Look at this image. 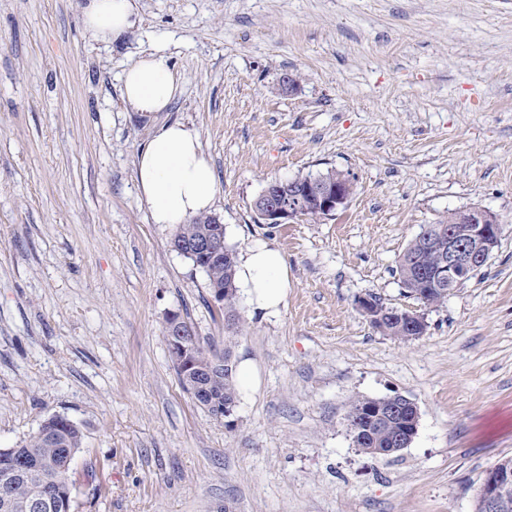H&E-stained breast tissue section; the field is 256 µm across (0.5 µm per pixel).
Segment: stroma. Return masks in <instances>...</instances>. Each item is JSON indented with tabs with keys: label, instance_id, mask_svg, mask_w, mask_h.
I'll return each instance as SVG.
<instances>
[{
	"label": "stroma",
	"instance_id": "35a3bbf8",
	"mask_svg": "<svg viewBox=\"0 0 512 512\" xmlns=\"http://www.w3.org/2000/svg\"><path fill=\"white\" fill-rule=\"evenodd\" d=\"M82 4L0 0V448L53 415L79 425L73 512H475L512 458V0H138L116 43L85 33ZM159 49L180 90L151 119L120 76ZM172 121L212 159L226 245L283 253L279 313L242 303L226 329L151 223L136 155ZM329 169L354 188L335 216L259 220L267 182ZM470 207L502 226L492 257L439 305L407 297L410 240ZM370 295L424 334L374 328ZM171 312L256 367L232 424L183 390ZM396 395L417 432L372 458L348 405Z\"/></svg>",
	"mask_w": 512,
	"mask_h": 512
}]
</instances>
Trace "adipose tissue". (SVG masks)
Wrapping results in <instances>:
<instances>
[{"label":"adipose tissue","mask_w":512,"mask_h":512,"mask_svg":"<svg viewBox=\"0 0 512 512\" xmlns=\"http://www.w3.org/2000/svg\"><path fill=\"white\" fill-rule=\"evenodd\" d=\"M136 0H87L82 22L91 38L114 42L135 25ZM179 83L166 54L140 57L123 74L121 95L128 109L145 117L167 111ZM136 183L152 223L177 226L210 212L216 199V173L196 130L174 121L162 125L138 150ZM236 283L253 311H280L288 294V268L281 251L257 241L236 269Z\"/></svg>","instance_id":"obj_1"}]
</instances>
